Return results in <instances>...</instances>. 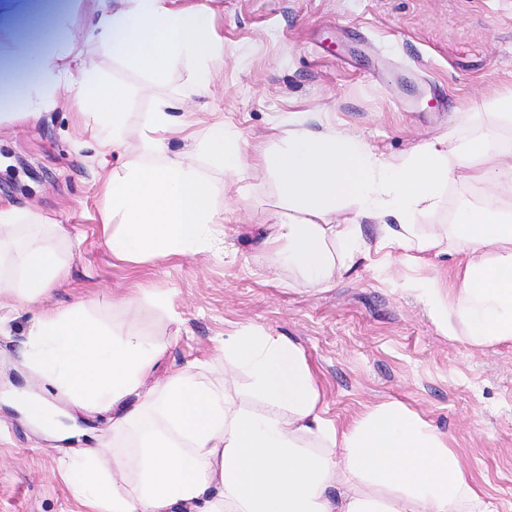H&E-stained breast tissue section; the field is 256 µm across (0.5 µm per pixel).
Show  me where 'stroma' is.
I'll return each mask as SVG.
<instances>
[{
  "instance_id": "stroma-1",
  "label": "stroma",
  "mask_w": 512,
  "mask_h": 512,
  "mask_svg": "<svg viewBox=\"0 0 512 512\" xmlns=\"http://www.w3.org/2000/svg\"><path fill=\"white\" fill-rule=\"evenodd\" d=\"M211 9L224 40V75L205 99L255 141L292 113L311 114L361 136L388 156L410 154L447 134L456 112H483L512 91V0H186ZM76 70L94 68L131 90L128 152L136 120L156 93L182 91L188 72L165 83L83 41ZM122 160L97 152L93 126L58 108L32 125L0 126V206L61 225L63 274L34 302L0 305V512H84L61 464L112 439V414L87 411L27 368L21 350L34 317L85 304L119 333L165 342L147 378L210 360L224 336L254 327L299 345L328 418L344 423L398 402L447 435L465 471L496 512H512V343L474 348L448 338L410 280L453 281L458 259L428 270L371 255L327 290L293 287L270 267L263 233L276 195L264 180L225 183L217 233L225 259L206 253L126 262L100 232L101 183ZM138 291L148 317L121 298ZM51 403L72 431L54 441L36 430L16 396Z\"/></svg>"
}]
</instances>
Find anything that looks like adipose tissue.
<instances>
[{
	"label": "adipose tissue",
	"instance_id": "1",
	"mask_svg": "<svg viewBox=\"0 0 512 512\" xmlns=\"http://www.w3.org/2000/svg\"><path fill=\"white\" fill-rule=\"evenodd\" d=\"M83 30L113 58L157 83L184 68L195 79L184 98L206 96L224 70V43L202 7L175 0H86ZM51 16L54 35L34 22ZM69 0H0V124L35 122L62 98L90 119L97 143L123 155L102 183V234L114 256L145 258L208 252L223 256L216 199L225 181L271 176L279 200L264 240L269 261L297 273L303 288H330L356 263L400 250L423 269L457 254L455 279L416 281L448 336L474 347L512 342V91L486 112H464L477 133L451 144L428 140L405 158H387L358 135L312 128L300 115L282 122L266 148L247 151L223 120L194 129L180 101L157 95L140 123L138 152L125 157L128 89L95 70L74 74L77 43ZM191 141L223 179L209 178L194 156L174 153ZM484 187L462 202L450 224L427 229L449 181ZM38 215L0 209V224L31 227L23 246L0 238L15 271L0 288L29 301L46 294L63 267L56 243L35 232ZM165 343L117 334L84 305L39 315L21 351L24 363L86 409H113L112 445L67 466L72 493L89 512H490L446 437L399 403L371 409L340 427L318 409L319 391L302 350L291 340L241 329L216 349L226 367L246 371L267 404L236 402L223 377L199 365L172 370L145 387ZM137 404L126 405L130 396Z\"/></svg>",
	"mask_w": 512,
	"mask_h": 512
}]
</instances>
